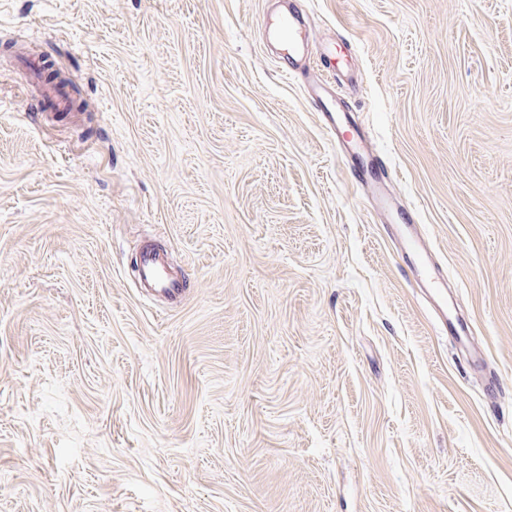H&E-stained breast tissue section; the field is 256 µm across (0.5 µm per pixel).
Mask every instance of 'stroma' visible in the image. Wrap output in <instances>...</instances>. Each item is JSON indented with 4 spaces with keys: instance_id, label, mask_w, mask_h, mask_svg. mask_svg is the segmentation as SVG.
<instances>
[{
    "instance_id": "1",
    "label": "stroma",
    "mask_w": 512,
    "mask_h": 512,
    "mask_svg": "<svg viewBox=\"0 0 512 512\" xmlns=\"http://www.w3.org/2000/svg\"><path fill=\"white\" fill-rule=\"evenodd\" d=\"M299 4L292 75L269 0H0V512H512V0ZM331 44L483 366L325 133ZM263 33L273 35L284 47L288 54V59H293V71H301L304 68V51L307 44V32L301 23L299 16L295 12H281L277 15V22L272 25L264 22ZM23 63L25 64L26 69L34 77L35 84L45 87V90L39 92V105H43L45 109H66L69 107L70 101L64 86L60 84L44 85L41 82L43 71L42 67L45 62L40 56L26 55ZM139 278L143 288L170 298L182 292V277L169 271L163 256L145 250L140 257Z\"/></svg>"
}]
</instances>
